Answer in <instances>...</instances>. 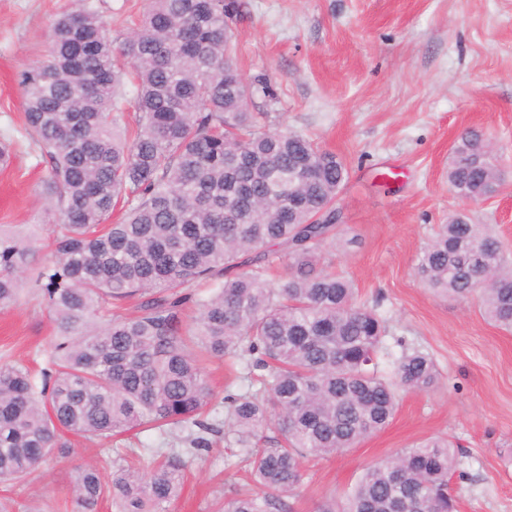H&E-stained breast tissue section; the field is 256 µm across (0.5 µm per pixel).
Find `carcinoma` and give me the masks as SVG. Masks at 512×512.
<instances>
[{"label":"carcinoma","instance_id":"1","mask_svg":"<svg viewBox=\"0 0 512 512\" xmlns=\"http://www.w3.org/2000/svg\"><path fill=\"white\" fill-rule=\"evenodd\" d=\"M119 47L88 0L53 23L47 58L22 74L25 122L50 162L53 250L39 266L21 233L0 227V307L23 289L55 325L40 378L0 363V483H19L50 456L88 441L187 432L195 451L212 437L249 461L257 491L222 512H285L303 482L301 459L355 447L392 419L398 389L426 390L433 359L385 345L387 326L342 273L336 247L344 163L308 138L263 129L253 95L229 58V0H148ZM138 85L136 129L119 131L126 75ZM484 135L452 148L448 183L463 199L499 184ZM122 221L107 223L117 204ZM284 273L269 277V249ZM418 274L437 294L477 298L512 330V251L493 225L456 211L423 249ZM202 282L210 291L199 295ZM130 300L135 312H121ZM391 371L379 367L380 354ZM239 361L245 391L218 398L203 362ZM224 408V419L218 409ZM275 429L269 448L259 433ZM146 471L78 469L75 512H169L184 454L148 448ZM453 444L431 439L368 465L347 506L320 512H455L448 493Z\"/></svg>","mask_w":512,"mask_h":512}]
</instances>
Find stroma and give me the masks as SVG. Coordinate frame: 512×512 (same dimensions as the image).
<instances>
[{"instance_id":"35a3bbf8","label":"stroma","mask_w":512,"mask_h":512,"mask_svg":"<svg viewBox=\"0 0 512 512\" xmlns=\"http://www.w3.org/2000/svg\"><path fill=\"white\" fill-rule=\"evenodd\" d=\"M77 0H0V225L35 224L41 253L53 209L42 194L50 166L24 124L21 75L44 60L54 20ZM113 45L138 24L145 0H94ZM231 26L249 109L271 130L303 135L336 154L348 175L337 197L336 246L326 256L398 341L433 358L437 384L404 389L389 425L356 447L304 461L290 512L343 500L364 468L431 437L456 447L458 512H512V332L476 302L437 297L415 274L418 257L450 212L496 225L512 246V0H238ZM482 131L502 170L498 192L464 201L448 186L450 148ZM54 325L44 303L22 296L0 309V362L32 368ZM27 480L0 486V512H72L76 467L103 464L109 448H180L146 432L108 447L73 438ZM246 464L216 444L195 457L170 512H219L248 488Z\"/></svg>"}]
</instances>
